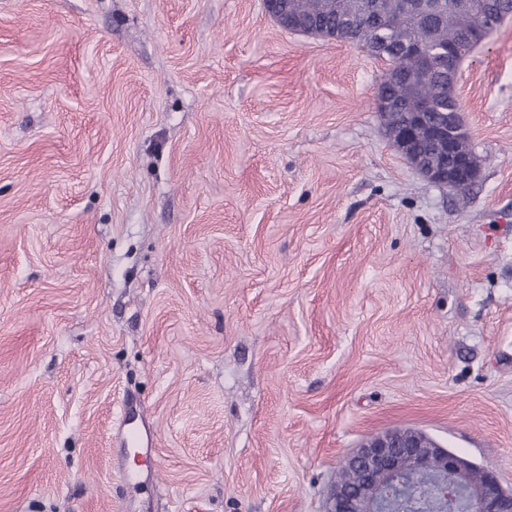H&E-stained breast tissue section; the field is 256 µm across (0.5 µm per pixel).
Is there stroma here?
I'll list each match as a JSON object with an SVG mask.
<instances>
[{
	"label": "stroma",
	"instance_id": "obj_1",
	"mask_svg": "<svg viewBox=\"0 0 512 512\" xmlns=\"http://www.w3.org/2000/svg\"><path fill=\"white\" fill-rule=\"evenodd\" d=\"M383 67L262 0H0V512H326L392 427L512 489V21L457 75L470 190ZM457 128L448 124V129H438L435 131L436 137H448V156H444L438 166L430 170H420V172L429 181L453 189H464L472 186L477 177V171L473 169L464 157L455 155L451 150V143L457 133L465 134L463 123L459 112H455Z\"/></svg>",
	"mask_w": 512,
	"mask_h": 512
}]
</instances>
